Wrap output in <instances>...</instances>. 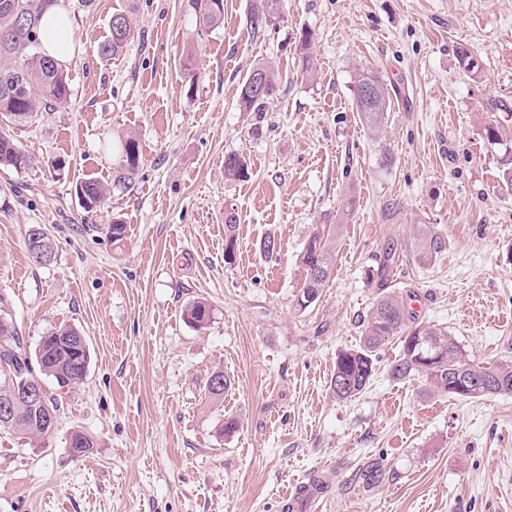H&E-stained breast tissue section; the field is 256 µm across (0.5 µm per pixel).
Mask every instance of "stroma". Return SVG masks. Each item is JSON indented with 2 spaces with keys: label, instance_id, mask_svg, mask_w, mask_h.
<instances>
[{
  "label": "stroma",
  "instance_id": "stroma-1",
  "mask_svg": "<svg viewBox=\"0 0 512 512\" xmlns=\"http://www.w3.org/2000/svg\"><path fill=\"white\" fill-rule=\"evenodd\" d=\"M251 2L224 0L223 25L206 30L188 0H93L71 18L70 99L9 129L37 163L0 169V312L31 352L77 327L91 360L80 385L50 386L51 434L0 429V512H280L299 483L317 486L318 512H512V394L461 400L392 379L395 342L361 394L329 390L385 292L411 298L416 321L445 327L470 359L512 361V189L483 135L489 120L512 125V0H283L258 34ZM118 9L137 31L106 60ZM306 33L313 81L294 69ZM462 44L480 78L463 73ZM190 47L193 86L180 68ZM258 62L278 90L244 112L238 89ZM367 67L395 91L379 137L355 109ZM129 132L143 160L134 185L86 216L76 185L111 181ZM231 152L247 179L225 180ZM116 217L118 247L105 231ZM31 224L53 236L52 263L30 261ZM329 225L334 271L303 309L299 259ZM424 229L445 240L435 257L418 247ZM198 297L213 308L203 330L182 318ZM216 371L230 381L220 402L205 396ZM228 415L241 427L218 438ZM76 430L96 442L81 457ZM372 461L383 475L369 485Z\"/></svg>",
  "mask_w": 512,
  "mask_h": 512
}]
</instances>
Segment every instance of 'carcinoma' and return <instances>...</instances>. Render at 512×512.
Masks as SVG:
<instances>
[{
    "mask_svg": "<svg viewBox=\"0 0 512 512\" xmlns=\"http://www.w3.org/2000/svg\"><path fill=\"white\" fill-rule=\"evenodd\" d=\"M50 0H0V34L9 33L8 43L0 45V166L17 171L26 170L36 163V158L23 151L12 139L8 127L27 122L41 112H51L55 106L65 103L71 89L62 66L40 50L42 12ZM199 26L206 29L218 27L224 22V0H190ZM280 0H259L251 8L250 28L259 33L276 19ZM133 17L117 10L109 23V35L98 48L103 58L119 56L133 38ZM460 66L465 74L477 79L481 64L465 46L457 51ZM196 53L188 49L183 53V75L194 86L198 79ZM261 70L266 78V92L260 96L251 89V76H246L238 92V105L244 112H261L277 90L274 70L265 63H257L250 71ZM297 70L303 78L316 77L317 63L313 56L303 51L298 58ZM366 85L377 91V107L366 108L361 92ZM356 111L362 121L376 133L383 132L387 112L391 107V88L377 74L368 71L358 74L355 92ZM484 135L492 145L504 148L501 157L503 181L512 187V128L500 122L484 126ZM141 163L140 146L131 134L121 141V159L112 172V181L102 182L88 178L76 188L80 205L87 213L102 208L115 191H125L133 183ZM246 160L238 153L224 156V178L240 180L248 176ZM236 216L224 215V259L234 256L236 245ZM423 253L427 256L444 249L445 240L428 232L421 239ZM25 246L31 261L37 265L52 262L55 258L54 241L42 224L28 227ZM304 282L297 303L302 308L314 304L321 296L322 288L330 279L334 258L325 234L317 231L305 244L300 258ZM212 308L204 298H196L184 309V319L198 329L206 328L211 320ZM401 343L400 358L390 369L391 377L402 380L422 375L438 391L452 394L450 382L467 378L481 386L464 395L466 399L491 397L512 393V364L477 363L466 358L448 331L430 324L409 325L408 311L402 299L391 293L383 294L374 303L364 323L362 345L357 349L341 351L336 358L330 389L338 400H348L359 395L373 379L379 353L394 338ZM441 356L428 364L424 361L428 352ZM90 360L89 347L81 331L71 325L60 326L42 337L34 353H29L21 333L13 320L0 314V401L8 397L14 388L34 378L44 382L51 380L57 386L74 387L87 374ZM223 385L214 387V380ZM230 381L224 372L213 373L207 383V396L220 401ZM59 413L58 401L46 395V405L33 409L23 400L15 403L14 415L7 421L0 420V428L15 431L25 438H38L51 433L47 427V411ZM94 447L91 437L81 431L74 432L69 448L75 457L85 455Z\"/></svg>",
    "mask_w": 512,
    "mask_h": 512,
    "instance_id": "obj_1",
    "label": "carcinoma"
}]
</instances>
